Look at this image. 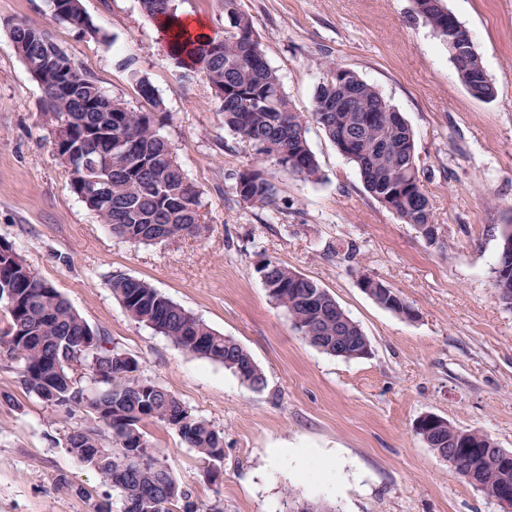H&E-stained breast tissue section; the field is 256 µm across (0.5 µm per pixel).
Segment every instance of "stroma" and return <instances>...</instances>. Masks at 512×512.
Instances as JSON below:
<instances>
[{
  "instance_id": "obj_1",
  "label": "stroma",
  "mask_w": 512,
  "mask_h": 512,
  "mask_svg": "<svg viewBox=\"0 0 512 512\" xmlns=\"http://www.w3.org/2000/svg\"><path fill=\"white\" fill-rule=\"evenodd\" d=\"M294 109L313 108L329 64L356 72L405 117L441 239L429 244L365 190L357 169L317 125L308 141L318 181L266 164L281 214L239 203L235 177L253 154L225 129L221 102L183 80L139 0H82L100 37L55 20L49 0H0V20L43 24L108 96L134 109L124 58L161 98L164 132L202 193L206 238L135 245L113 236L73 193L40 109L42 89L0 27V240L54 285L94 328L132 354L142 373L224 431L219 481L175 431L148 425L155 449L192 492L199 512H281L286 495L334 512H501L460 479L415 430L435 413L512 450V307L493 268L512 222V0H446L469 31L495 96L472 97L448 49L412 0H239ZM273 259L317 281L361 326L372 353L344 360L311 346L270 302L256 271ZM382 280L417 316L379 307L360 274ZM114 274L150 283L234 337L266 384L254 390L223 365L175 347L133 321L106 286ZM0 512H94L117 491L56 442L76 418L20 387L0 358ZM66 475L74 492L54 485ZM84 495H77V488Z\"/></svg>"
}]
</instances>
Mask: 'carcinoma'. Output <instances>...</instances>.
<instances>
[{
    "instance_id": "1",
    "label": "carcinoma",
    "mask_w": 512,
    "mask_h": 512,
    "mask_svg": "<svg viewBox=\"0 0 512 512\" xmlns=\"http://www.w3.org/2000/svg\"><path fill=\"white\" fill-rule=\"evenodd\" d=\"M414 11L434 35L448 42V31L471 41L461 25L450 27L445 0H413ZM143 13L157 26L169 28L177 17L174 0H140ZM225 36L184 41L173 36L169 56L181 77L204 80L221 101L224 126L254 149L235 178L241 202L260 210L276 207L278 189L263 164L275 162L288 174L307 181L320 179L319 163L307 139L315 123L339 153L358 170L366 191L402 222L415 227L435 225L433 207L420 179L414 135L408 123L371 84L354 71L331 66L314 93L313 110H294L277 71L270 66L255 33L253 17L238 0H224ZM19 57L29 70L43 69L37 39L52 40L39 23L21 20L9 30ZM68 76L76 86L69 96L48 95L43 109L48 138L56 128H70L69 149L76 157L83 187L78 198L113 235L134 244H156L179 236L203 238L209 231L200 190L189 181L176 151L162 134L157 112L162 101L148 77L131 60L126 68L149 109L135 110L121 99L107 97L93 76L66 55ZM469 93L494 97L493 83L478 52L456 66ZM494 268V288L501 287L502 264L512 260V224L501 232ZM268 297L284 309L312 346L336 355L339 336L364 332L316 281L274 260L257 268ZM359 283L378 292L374 301L404 318L413 307L386 284L367 273ZM106 287L130 318L166 337L176 347L224 365L250 387L266 379L251 354L233 337L213 329L201 317L177 304L147 281L115 274ZM0 355L18 368L19 383L46 407L83 424L59 429L57 443L78 462L93 468L101 483L120 493L124 512H173L169 498L192 497L157 455L145 427L158 424L177 432L220 474L224 431L195 415L175 394L142 374L138 360L92 328L50 283L35 280L19 249L0 242ZM419 435L436 453L454 447L456 428L427 425ZM481 453H458V476L491 496L512 483V467L503 469L500 448L489 436L470 433Z\"/></svg>"
}]
</instances>
